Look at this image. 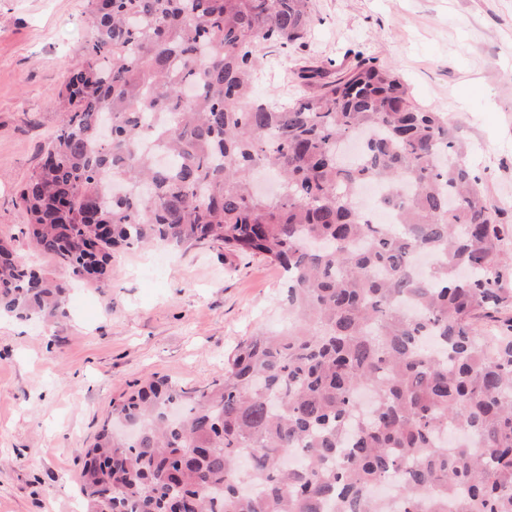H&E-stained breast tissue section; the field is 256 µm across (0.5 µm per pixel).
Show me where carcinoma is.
Returning <instances> with one entry per match:
<instances>
[{
  "label": "carcinoma",
  "mask_w": 512,
  "mask_h": 512,
  "mask_svg": "<svg viewBox=\"0 0 512 512\" xmlns=\"http://www.w3.org/2000/svg\"><path fill=\"white\" fill-rule=\"evenodd\" d=\"M312 23L309 0H91L61 125L19 190L28 244L99 287L119 247L259 254L289 324L243 339L220 380L112 403L132 433L106 423L85 451L89 512H512V323L476 328L512 309V225L452 121L377 60L302 67L314 92L291 103L254 94L258 47ZM260 169L277 193L255 192ZM70 288L0 238V316L64 317Z\"/></svg>",
  "instance_id": "carcinoma-1"
}]
</instances>
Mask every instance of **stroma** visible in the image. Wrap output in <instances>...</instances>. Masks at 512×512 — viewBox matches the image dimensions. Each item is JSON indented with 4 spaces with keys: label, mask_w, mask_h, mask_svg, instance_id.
I'll return each mask as SVG.
<instances>
[{
    "label": "stroma",
    "mask_w": 512,
    "mask_h": 512,
    "mask_svg": "<svg viewBox=\"0 0 512 512\" xmlns=\"http://www.w3.org/2000/svg\"><path fill=\"white\" fill-rule=\"evenodd\" d=\"M90 0H0V236L19 233V187L60 125L55 101L87 35ZM303 44L266 46L255 93L296 100L292 69H348L357 53L452 119L465 160L512 225V0H310ZM266 259L161 246L112 255V285L73 283L66 317L0 318V512H85L75 483L112 403L157 376L222 378L247 336L285 323Z\"/></svg>",
    "instance_id": "1"
}]
</instances>
